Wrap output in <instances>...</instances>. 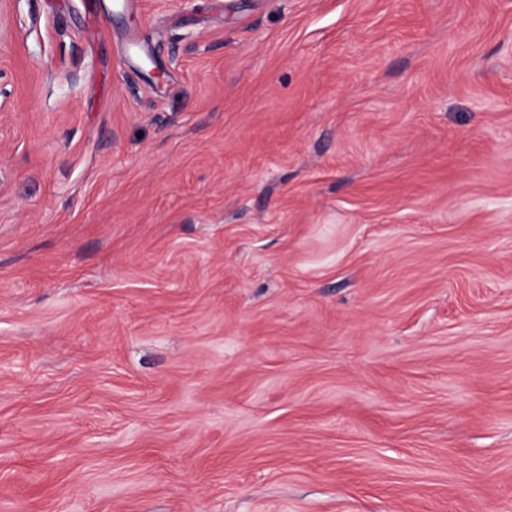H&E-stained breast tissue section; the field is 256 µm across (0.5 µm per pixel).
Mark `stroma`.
Masks as SVG:
<instances>
[{
	"instance_id": "35a3bbf8",
	"label": "stroma",
	"mask_w": 512,
	"mask_h": 512,
	"mask_svg": "<svg viewBox=\"0 0 512 512\" xmlns=\"http://www.w3.org/2000/svg\"><path fill=\"white\" fill-rule=\"evenodd\" d=\"M10 26L0 512H512V0Z\"/></svg>"
}]
</instances>
